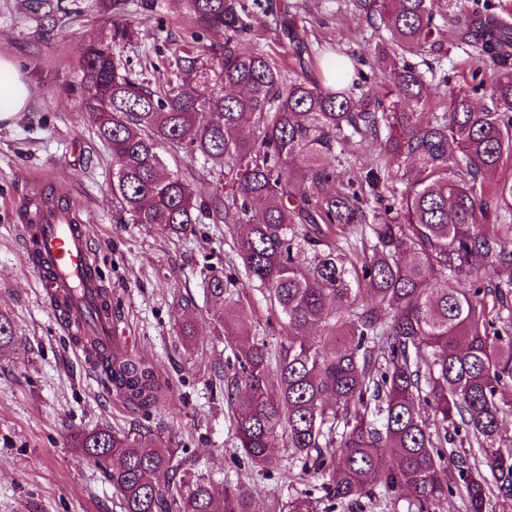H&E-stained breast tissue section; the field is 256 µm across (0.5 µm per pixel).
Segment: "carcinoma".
<instances>
[{"label":"carcinoma","instance_id":"carcinoma-1","mask_svg":"<svg viewBox=\"0 0 512 512\" xmlns=\"http://www.w3.org/2000/svg\"><path fill=\"white\" fill-rule=\"evenodd\" d=\"M457 0H353L357 15L383 27L374 61L391 94L420 102L424 74L407 53L439 54L435 10L457 25L455 39L493 71L489 103L476 108L452 93L446 111L424 117L397 112L379 99L354 98L305 74L284 79L276 60L246 52L245 0H178L200 29L224 36L215 56L174 55L180 82L147 85L116 54L137 32L131 9L158 0H96L109 34L85 47L82 78L73 86L98 138L112 154V199L121 224L159 226L185 235L207 218L232 233L242 227L245 275L267 292L286 336L277 347L239 340V310L226 305L224 280L210 275L211 321L232 350L235 371L218 372L231 409L238 449L248 463L275 464L270 444L281 436L291 454L329 480L327 498L356 504L374 486L407 492L417 512L463 492L468 512H486L492 496L512 499V450L503 451L501 401L512 382V303L498 290L496 319L477 276L496 263L512 268V239L498 212L512 214V180H493L512 156V17L486 5L459 15ZM49 35L81 15L64 0H24ZM276 23L293 54L319 71L305 29L284 11ZM388 129L384 152L405 157L407 186L396 216L367 209L352 182L327 162L353 136ZM245 128L254 137H241ZM462 165L448 167V151ZM204 157L226 190L207 199L170 160ZM386 168L367 171L376 200ZM307 187L295 191L294 176ZM369 228L362 247L337 238ZM501 328H496V323ZM79 341L128 401L150 406L158 385L143 361L111 351L94 336ZM345 432L336 439V422ZM464 430L470 457L446 448L448 428ZM103 470L123 512H254V489L220 486L193 471L187 457L145 428L108 427L74 436ZM276 512H316L314 501L274 502Z\"/></svg>","mask_w":512,"mask_h":512}]
</instances>
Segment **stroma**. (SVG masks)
Here are the masks:
<instances>
[{
    "instance_id": "1",
    "label": "stroma",
    "mask_w": 512,
    "mask_h": 512,
    "mask_svg": "<svg viewBox=\"0 0 512 512\" xmlns=\"http://www.w3.org/2000/svg\"><path fill=\"white\" fill-rule=\"evenodd\" d=\"M84 15L51 35H42L26 15L22 0H0V57L10 59L31 89L25 112L0 123V315L14 338L0 352V512H122L120 501L101 469L72 448L74 435L108 427L128 432L150 427L169 447L194 459L215 481L241 480L255 491L256 512H269L273 500L299 496L317 499L319 512H348L323 498L321 476L292 465L283 440H274L276 465L248 466L237 448L224 388L214 377L216 363L231 357L214 336L202 280L213 272L244 306L236 331L245 339L277 345L282 319L271 310L263 289L247 280L237 244L223 225H196L192 234L175 236L157 227L119 224L112 203V155L96 137L80 103L65 87L79 82L84 47L108 24L91 0H75ZM308 30L320 58L340 55L354 71L340 84L357 93L382 96L390 83L370 58L382 37L354 12L352 0H287ZM139 47L124 46L123 61L149 84L176 77L171 54L191 48L192 22L177 0H159L155 9L133 14ZM253 36L242 46L271 53L285 77L300 67L288 42L270 17L254 11ZM445 53L408 61L425 72L430 85L421 103L399 101L398 111L439 112L448 94L475 90L478 102L491 92L488 70L465 48L456 46L447 19L436 17ZM483 79L475 87V79ZM383 140L347 145L333 161L343 180L357 181L382 152ZM54 193L75 204L89 224L104 287L118 313L115 333L130 355L151 364L160 398L151 406L129 404L102 371L90 367L82 350L59 329L40 298L37 277L24 263L20 229L30 198ZM195 321L194 340L181 336L184 321Z\"/></svg>"
}]
</instances>
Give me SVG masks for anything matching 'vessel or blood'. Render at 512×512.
Instances as JSON below:
<instances>
[{"mask_svg":"<svg viewBox=\"0 0 512 512\" xmlns=\"http://www.w3.org/2000/svg\"><path fill=\"white\" fill-rule=\"evenodd\" d=\"M22 242L27 261L39 276L40 295L62 332L82 336L93 330L111 342L112 314L100 306V284L93 276L98 259L89 226L49 215L42 224L23 226Z\"/></svg>","mask_w":512,"mask_h":512,"instance_id":"b4317fda","label":"vessel or blood"}]
</instances>
